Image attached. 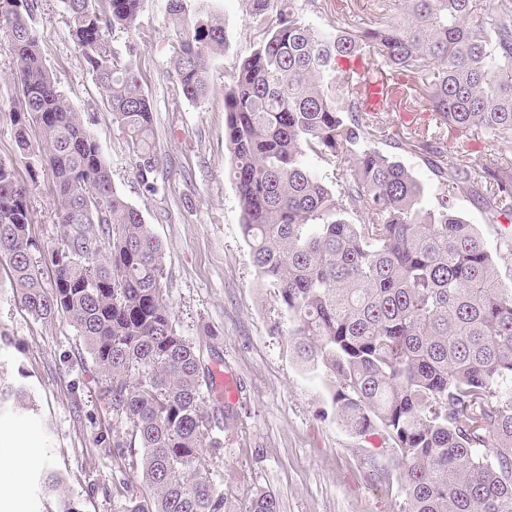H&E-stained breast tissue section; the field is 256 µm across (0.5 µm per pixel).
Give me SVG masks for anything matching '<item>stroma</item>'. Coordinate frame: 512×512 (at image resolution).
<instances>
[{"mask_svg":"<svg viewBox=\"0 0 512 512\" xmlns=\"http://www.w3.org/2000/svg\"><path fill=\"white\" fill-rule=\"evenodd\" d=\"M224 21L223 51L211 61L210 91L173 102L177 26L166 0H145L135 31L110 30L113 49L137 73L153 109L150 182L138 175L127 136L75 47L60 0H34L29 23L60 89L99 142L120 196L143 215L164 252V278L177 329L208 339L210 370L231 378L235 419L224 449L209 462L225 512H243L259 491L274 492L282 512H399L389 489L398 460L381 433L359 436L340 422L326 378L305 371L293 353L292 323L262 281L240 231L241 213L224 138V86L259 38L245 0H199ZM17 106L13 60L0 45V159L26 173L11 116ZM30 234L39 247L59 243L51 180L29 184ZM0 377L27 385L35 412L0 410V457L18 434L34 454L0 471V488L17 491L21 512H55L69 499L80 512H122L124 465L110 443L118 433L104 403V376L65 317L38 319L22 310L0 269ZM60 482L42 495L38 478Z\"/></svg>","mask_w":512,"mask_h":512,"instance_id":"obj_1","label":"stroma"}]
</instances>
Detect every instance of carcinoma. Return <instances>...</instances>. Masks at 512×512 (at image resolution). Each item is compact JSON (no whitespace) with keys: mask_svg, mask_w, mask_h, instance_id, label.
I'll use <instances>...</instances> for the list:
<instances>
[{"mask_svg":"<svg viewBox=\"0 0 512 512\" xmlns=\"http://www.w3.org/2000/svg\"><path fill=\"white\" fill-rule=\"evenodd\" d=\"M197 0H168L178 29L173 99L209 91L224 26ZM268 22L224 88V138L241 229L263 280L292 319L311 371L333 378L332 401L356 435L382 431L399 460L400 512H512V282L458 210L477 203L512 222V0H400L354 23L336 12L325 30L304 21L329 0H245ZM86 68L138 157L156 170L153 111L109 30L136 29L144 0H61ZM33 0H0V39L20 91L16 140L30 170L55 186V216L69 234L38 257L29 189L0 161V265L20 307L62 315L108 381L112 441L145 494L123 512H224L207 456L233 420L208 407L214 390L203 344L180 335L163 280V252L143 216L112 185L99 143L48 71L28 23ZM365 62L358 67L355 60ZM433 113L435 128L393 130L397 107ZM486 145L480 163L472 143ZM418 155L433 170L436 204L386 151ZM312 153L335 175L311 172ZM52 269L45 283L43 265ZM28 396L0 381V409ZM245 512H280L256 493Z\"/></svg>","mask_w":512,"mask_h":512,"instance_id":"obj_1","label":"carcinoma"}]
</instances>
